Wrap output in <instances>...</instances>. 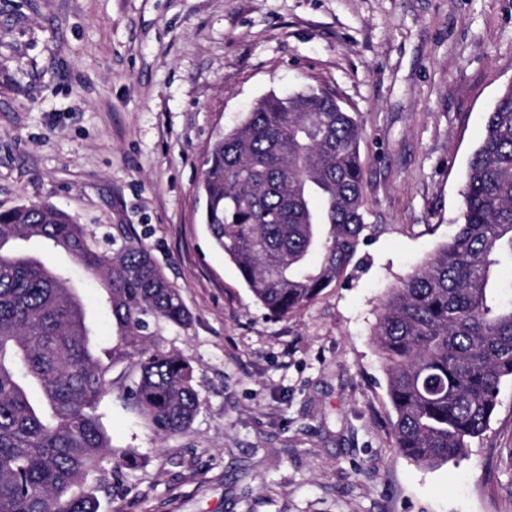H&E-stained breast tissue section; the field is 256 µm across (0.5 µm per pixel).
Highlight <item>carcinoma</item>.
I'll list each match as a JSON object with an SVG mask.
<instances>
[{
	"instance_id": "1",
	"label": "carcinoma",
	"mask_w": 512,
	"mask_h": 512,
	"mask_svg": "<svg viewBox=\"0 0 512 512\" xmlns=\"http://www.w3.org/2000/svg\"><path fill=\"white\" fill-rule=\"evenodd\" d=\"M360 139L336 97L309 86L264 96L207 152L204 224L273 318L339 281L365 242ZM462 198L463 223L390 291L374 329L395 447L427 467L466 456L512 378V85L487 112ZM32 238L103 277L139 369L128 397L161 438L184 432L200 400L190 364L144 342L152 325L186 329L192 315L123 226L106 253L49 203L0 211V512H98L86 483L112 456L97 415L112 380L66 273L14 248Z\"/></svg>"
}]
</instances>
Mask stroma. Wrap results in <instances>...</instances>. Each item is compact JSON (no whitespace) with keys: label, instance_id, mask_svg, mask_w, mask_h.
I'll return each instance as SVG.
<instances>
[{"label":"stroma","instance_id":"stroma-1","mask_svg":"<svg viewBox=\"0 0 512 512\" xmlns=\"http://www.w3.org/2000/svg\"><path fill=\"white\" fill-rule=\"evenodd\" d=\"M512 82V0H0V209L48 202L91 238L128 225L178 288L189 328L154 341L201 406L162 439L123 396L133 359L100 282L68 253L113 460L99 512H512V381L469 457L394 446L372 330L455 231L470 154ZM329 89L361 128L365 219L346 277L272 319L200 220L207 148L258 99Z\"/></svg>","mask_w":512,"mask_h":512}]
</instances>
